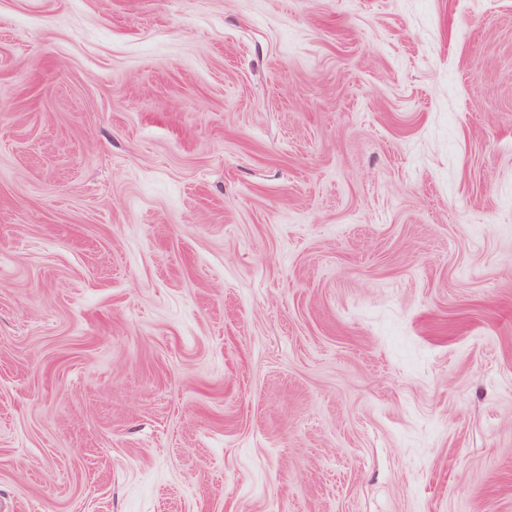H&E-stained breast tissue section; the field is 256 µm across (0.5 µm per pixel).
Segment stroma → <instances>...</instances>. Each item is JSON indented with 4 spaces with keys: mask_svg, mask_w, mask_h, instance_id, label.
I'll use <instances>...</instances> for the list:
<instances>
[{
    "mask_svg": "<svg viewBox=\"0 0 512 512\" xmlns=\"http://www.w3.org/2000/svg\"><path fill=\"white\" fill-rule=\"evenodd\" d=\"M0 512H512V0H0Z\"/></svg>",
    "mask_w": 512,
    "mask_h": 512,
    "instance_id": "stroma-1",
    "label": "stroma"
}]
</instances>
